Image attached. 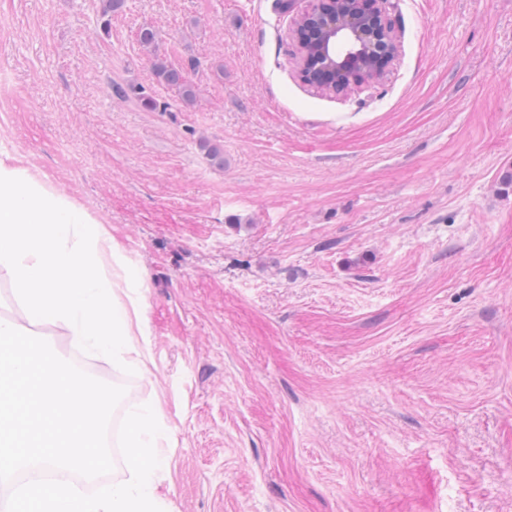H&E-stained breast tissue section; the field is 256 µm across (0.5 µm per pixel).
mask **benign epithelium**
Masks as SVG:
<instances>
[{
  "label": "benign epithelium",
  "mask_w": 512,
  "mask_h": 512,
  "mask_svg": "<svg viewBox=\"0 0 512 512\" xmlns=\"http://www.w3.org/2000/svg\"><path fill=\"white\" fill-rule=\"evenodd\" d=\"M390 7V0H312L302 11L305 33L294 31L301 75L314 65L318 90L344 94L377 81L378 66L400 52Z\"/></svg>",
  "instance_id": "benign-epithelium-1"
}]
</instances>
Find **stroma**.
<instances>
[{"label": "stroma", "instance_id": "1", "mask_svg": "<svg viewBox=\"0 0 512 512\" xmlns=\"http://www.w3.org/2000/svg\"><path fill=\"white\" fill-rule=\"evenodd\" d=\"M391 2L341 96L307 0H0V160L125 247L146 368L39 336L124 387L112 428L154 404L168 512H512V0ZM139 42L156 58L153 64V70L158 81L179 88L182 102L187 105L194 104L196 101V92L193 85L187 80L183 70L168 64L167 61L160 59L157 55V32L149 27L142 28L139 33Z\"/></svg>", "mask_w": 512, "mask_h": 512}]
</instances>
